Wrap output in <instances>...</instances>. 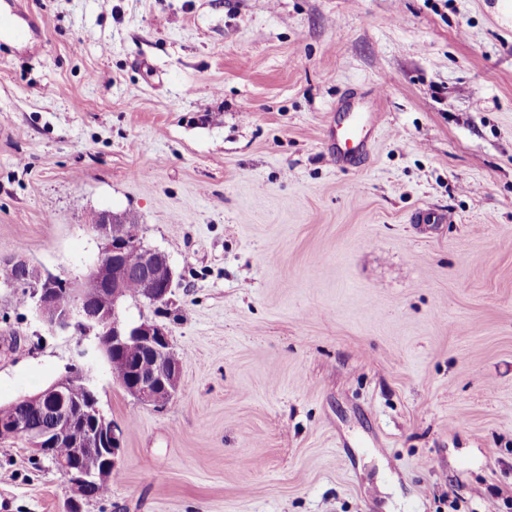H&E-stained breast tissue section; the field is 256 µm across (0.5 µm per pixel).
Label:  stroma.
Here are the masks:
<instances>
[{
    "label": "stroma",
    "mask_w": 512,
    "mask_h": 512,
    "mask_svg": "<svg viewBox=\"0 0 512 512\" xmlns=\"http://www.w3.org/2000/svg\"><path fill=\"white\" fill-rule=\"evenodd\" d=\"M0 59V255L81 277L137 215L126 302L185 357L164 405L0 287V404L81 367L121 475L81 512H512V18L498 0H27ZM356 91L376 124L324 143ZM68 479L0 439V512ZM21 0L0 3V46L14 52H26L41 36L37 16ZM356 99H347L341 108V112H351L350 119L345 123L336 121V126L327 129L329 154L342 167H355L364 159L374 131L368 113L353 111Z\"/></svg>",
    "instance_id": "1"
}]
</instances>
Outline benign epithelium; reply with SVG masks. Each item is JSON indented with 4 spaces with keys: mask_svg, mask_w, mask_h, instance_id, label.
Instances as JSON below:
<instances>
[{
    "mask_svg": "<svg viewBox=\"0 0 512 512\" xmlns=\"http://www.w3.org/2000/svg\"><path fill=\"white\" fill-rule=\"evenodd\" d=\"M136 221L128 213L100 211V224L94 228L99 253L87 272L79 279H67L44 270L25 258H0V285L26 288L41 321L53 332L83 327L97 331L102 351L115 355L136 346L145 357L137 359L130 375L120 385L137 401L161 405L178 390L183 363L165 362L171 341L167 330L148 321L132 322L122 311L129 271L118 258L136 249L140 253L136 275L143 288L144 302L154 305L167 301L171 287L160 282V272L168 278L175 272L166 253L128 240L123 226ZM101 291L97 309L88 306V298ZM64 292L70 304L60 306L56 297ZM87 389L86 399L74 403L71 391ZM23 411L10 419L0 418V436L22 440L38 458L51 460L68 478L77 494L97 485L107 484L121 466L122 438L102 412L95 392L82 371L73 369L60 376L41 392L18 399ZM71 448L70 455L54 457L51 449ZM107 456V463L94 471L78 465L89 454Z\"/></svg>",
    "mask_w": 512,
    "mask_h": 512,
    "instance_id": "7a95c632",
    "label": "benign epithelium"
}]
</instances>
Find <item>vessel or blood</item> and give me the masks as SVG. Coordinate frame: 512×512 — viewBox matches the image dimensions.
Returning a JSON list of instances; mask_svg holds the SVG:
<instances>
[{
  "label": "vessel or blood",
  "mask_w": 512,
  "mask_h": 512,
  "mask_svg": "<svg viewBox=\"0 0 512 512\" xmlns=\"http://www.w3.org/2000/svg\"><path fill=\"white\" fill-rule=\"evenodd\" d=\"M40 35L38 18L24 5L23 0H0L1 47L25 52ZM342 109L349 112L350 118L347 122L328 128L329 154L337 165L354 167L369 150L374 124L368 113L354 111L352 101H345Z\"/></svg>",
  "instance_id": "b4317fda"
}]
</instances>
